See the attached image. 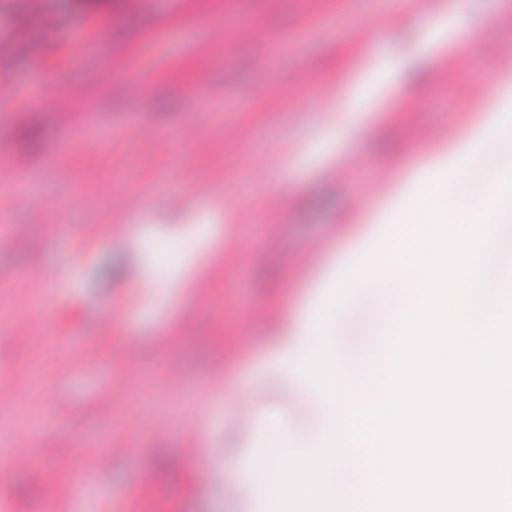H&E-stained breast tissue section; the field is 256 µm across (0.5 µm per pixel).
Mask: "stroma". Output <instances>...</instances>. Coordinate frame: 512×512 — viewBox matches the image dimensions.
<instances>
[{"label":"stroma","instance_id":"1","mask_svg":"<svg viewBox=\"0 0 512 512\" xmlns=\"http://www.w3.org/2000/svg\"><path fill=\"white\" fill-rule=\"evenodd\" d=\"M420 2L0 0V197L30 195L0 210V455H29L0 475L11 512H270L262 449L296 423L268 319L349 295L356 237L486 120L468 90L512 44V0ZM39 238L72 273L37 308ZM369 311L323 315L355 364L380 348Z\"/></svg>","mask_w":512,"mask_h":512}]
</instances>
